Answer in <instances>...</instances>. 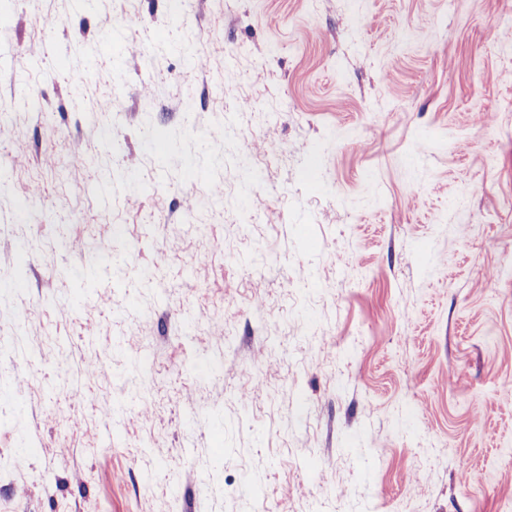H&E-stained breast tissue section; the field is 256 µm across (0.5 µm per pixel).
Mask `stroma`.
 I'll return each mask as SVG.
<instances>
[{
  "label": "stroma",
  "instance_id": "35a3bbf8",
  "mask_svg": "<svg viewBox=\"0 0 512 512\" xmlns=\"http://www.w3.org/2000/svg\"><path fill=\"white\" fill-rule=\"evenodd\" d=\"M1 168L0 512H512V0H0Z\"/></svg>",
  "mask_w": 512,
  "mask_h": 512
}]
</instances>
